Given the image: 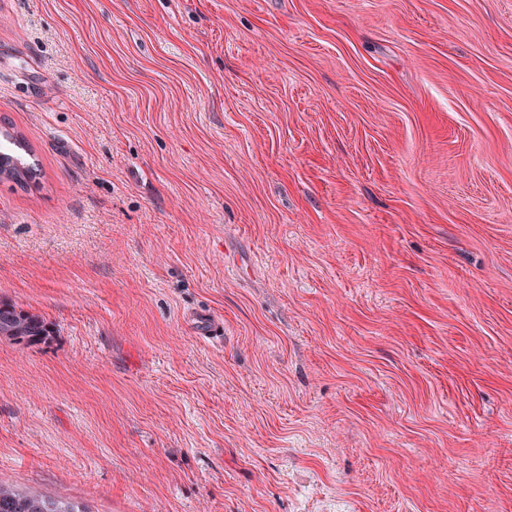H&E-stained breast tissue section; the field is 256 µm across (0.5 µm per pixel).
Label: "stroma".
<instances>
[{
  "instance_id": "obj_1",
  "label": "stroma",
  "mask_w": 512,
  "mask_h": 512,
  "mask_svg": "<svg viewBox=\"0 0 512 512\" xmlns=\"http://www.w3.org/2000/svg\"><path fill=\"white\" fill-rule=\"evenodd\" d=\"M4 125L0 483L512 512V0H0ZM2 136L9 146L0 151V176L19 185L27 184L35 175L33 166L28 165L21 154H30L28 143L22 135L11 134L7 129ZM49 326L43 316L18 308L15 304L0 300V337L32 344L49 335Z\"/></svg>"
}]
</instances>
